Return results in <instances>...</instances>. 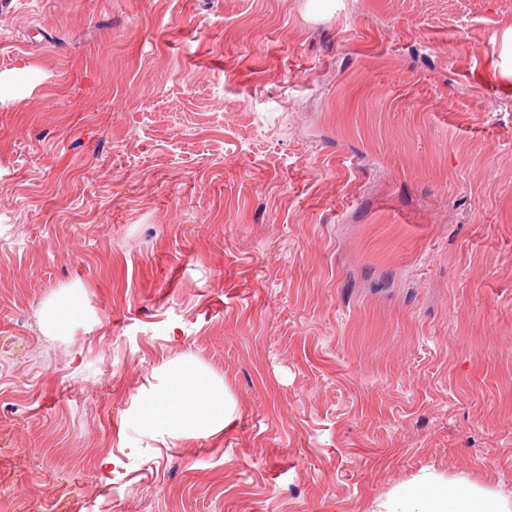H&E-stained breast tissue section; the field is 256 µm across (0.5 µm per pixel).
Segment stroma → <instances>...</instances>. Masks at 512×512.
I'll return each mask as SVG.
<instances>
[{
  "label": "stroma",
  "instance_id": "1",
  "mask_svg": "<svg viewBox=\"0 0 512 512\" xmlns=\"http://www.w3.org/2000/svg\"><path fill=\"white\" fill-rule=\"evenodd\" d=\"M9 2L0 512L512 494V0ZM184 359L234 420L165 444ZM80 308V297L77 294L62 298L46 309L44 322L50 328L64 332L67 330L68 322L79 312ZM161 371L159 384L139 410L144 430L163 442L224 432L234 410L223 380L193 360L168 364Z\"/></svg>",
  "mask_w": 512,
  "mask_h": 512
}]
</instances>
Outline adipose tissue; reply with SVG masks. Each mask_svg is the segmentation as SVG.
<instances>
[{"label": "adipose tissue", "instance_id": "ef3b65f1", "mask_svg": "<svg viewBox=\"0 0 512 512\" xmlns=\"http://www.w3.org/2000/svg\"><path fill=\"white\" fill-rule=\"evenodd\" d=\"M232 418L223 380L196 361L181 360L163 368L159 384L141 404L138 423L156 438L178 440L215 436ZM371 512H512V495L426 472L376 499Z\"/></svg>", "mask_w": 512, "mask_h": 512}]
</instances>
